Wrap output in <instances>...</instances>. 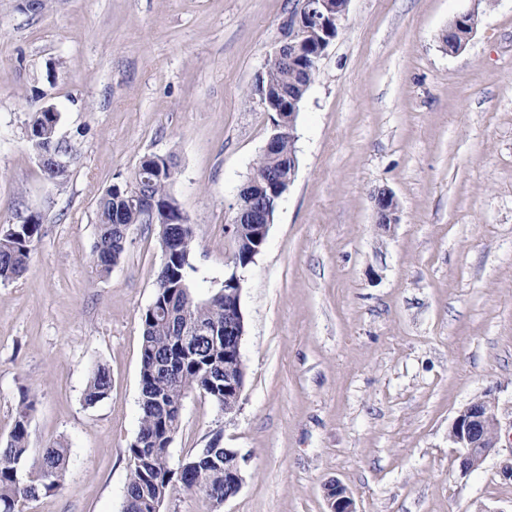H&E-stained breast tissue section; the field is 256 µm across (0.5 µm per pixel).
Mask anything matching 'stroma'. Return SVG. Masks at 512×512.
Instances as JSON below:
<instances>
[{
  "instance_id": "stroma-1",
  "label": "stroma",
  "mask_w": 512,
  "mask_h": 512,
  "mask_svg": "<svg viewBox=\"0 0 512 512\" xmlns=\"http://www.w3.org/2000/svg\"><path fill=\"white\" fill-rule=\"evenodd\" d=\"M300 0H0V235L42 217L25 275L0 283V440L34 400L26 469L69 450L63 488L23 512H123L139 429L141 316L163 253L130 228L105 277L92 259L97 199L147 154L195 228L190 284L232 271L225 226L270 133L246 90ZM479 23L444 51L456 15ZM54 106L73 147L48 181L26 137ZM295 179L242 270L245 386L236 412L188 396L173 460L222 438L244 457L222 504L175 491L161 512H327L342 483L357 512H512V0H349L296 115ZM399 222L376 223L373 193ZM112 377L89 406L92 368ZM494 400L498 447L461 473L458 412ZM377 224L390 228L399 221V203L394 193L389 189H378L373 195Z\"/></svg>"
}]
</instances>
